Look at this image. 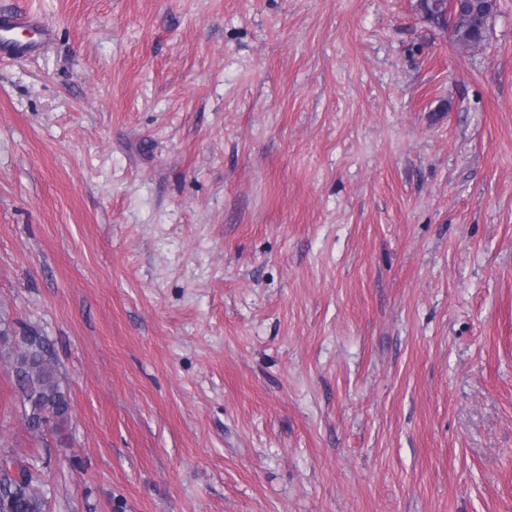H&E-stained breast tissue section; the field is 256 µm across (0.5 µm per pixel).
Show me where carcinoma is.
<instances>
[{
    "mask_svg": "<svg viewBox=\"0 0 512 512\" xmlns=\"http://www.w3.org/2000/svg\"><path fill=\"white\" fill-rule=\"evenodd\" d=\"M496 11L493 0H461L448 15V0H420L424 22L440 30L451 29L454 42L472 48L488 40L489 20ZM7 355L24 406L29 432H44L45 425L67 420L70 404L61 388L48 340L35 330L23 333L8 346ZM33 475L21 481L0 474V512H42V503L30 489Z\"/></svg>",
    "mask_w": 512,
    "mask_h": 512,
    "instance_id": "cac0c4a2",
    "label": "carcinoma"
}]
</instances>
